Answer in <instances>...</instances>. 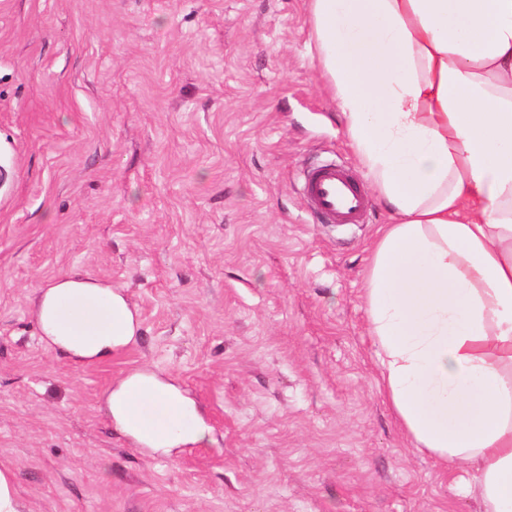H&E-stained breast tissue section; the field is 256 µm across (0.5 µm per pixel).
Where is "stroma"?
Listing matches in <instances>:
<instances>
[{"label": "stroma", "instance_id": "stroma-1", "mask_svg": "<svg viewBox=\"0 0 512 512\" xmlns=\"http://www.w3.org/2000/svg\"><path fill=\"white\" fill-rule=\"evenodd\" d=\"M348 168L364 223L314 222ZM0 466L22 512H481L384 399L366 287L388 223L316 60L306 0H0ZM123 289L135 341L77 365L34 291ZM176 376L214 442L111 424L112 383ZM307 201L323 224H361L369 208L349 170L330 163L312 167L305 179Z\"/></svg>", "mask_w": 512, "mask_h": 512}]
</instances>
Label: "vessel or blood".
Instances as JSON below:
<instances>
[{
	"label": "vessel or blood",
	"mask_w": 512,
	"mask_h": 512,
	"mask_svg": "<svg viewBox=\"0 0 512 512\" xmlns=\"http://www.w3.org/2000/svg\"><path fill=\"white\" fill-rule=\"evenodd\" d=\"M304 189L312 211L326 224L361 223L369 208L349 170L333 163L312 167Z\"/></svg>",
	"instance_id": "1"
}]
</instances>
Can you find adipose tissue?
Wrapping results in <instances>:
<instances>
[{
    "label": "adipose tissue",
    "mask_w": 512,
    "mask_h": 512,
    "mask_svg": "<svg viewBox=\"0 0 512 512\" xmlns=\"http://www.w3.org/2000/svg\"><path fill=\"white\" fill-rule=\"evenodd\" d=\"M317 60L391 222L367 278L385 396L412 441L512 512V0H307ZM33 315L72 362L109 358L138 322L79 274ZM115 426L164 454L210 439L195 402L148 370L120 377Z\"/></svg>",
    "instance_id": "adipose-tissue-1"
}]
</instances>
